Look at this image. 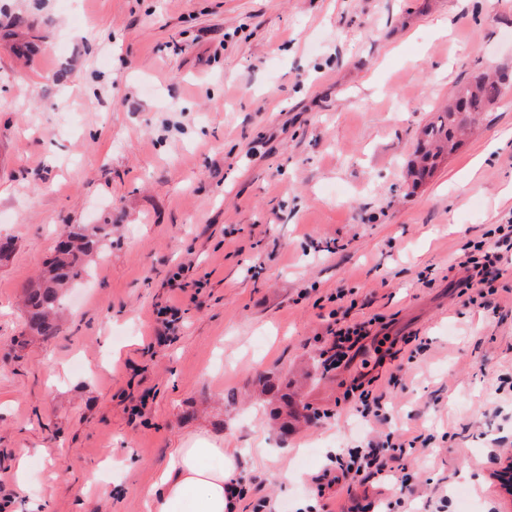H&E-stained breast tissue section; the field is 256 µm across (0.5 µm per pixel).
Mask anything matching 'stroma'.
Here are the masks:
<instances>
[{
  "mask_svg": "<svg viewBox=\"0 0 512 512\" xmlns=\"http://www.w3.org/2000/svg\"><path fill=\"white\" fill-rule=\"evenodd\" d=\"M0 14L19 20L0 29L7 512H146L195 434L247 449L237 512L261 498L460 512L461 485L474 512H512L496 478L512 459V255L490 307L462 294L457 263L512 220V91L422 185L405 176L458 84L512 72V0H0ZM68 224L112 233L59 335L22 342L24 290ZM190 257L199 295L169 283ZM341 288L356 298L342 324L379 317V337L299 387L320 415L281 432L257 381L313 368ZM166 305L184 315L160 347ZM365 368L383 405L366 422L343 398ZM388 432L416 441L391 472L318 490L338 451Z\"/></svg>",
  "mask_w": 512,
  "mask_h": 512,
  "instance_id": "stroma-1",
  "label": "stroma"
}]
</instances>
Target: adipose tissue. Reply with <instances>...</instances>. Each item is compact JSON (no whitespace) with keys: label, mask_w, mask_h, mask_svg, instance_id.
Wrapping results in <instances>:
<instances>
[{"label":"adipose tissue","mask_w":512,"mask_h":512,"mask_svg":"<svg viewBox=\"0 0 512 512\" xmlns=\"http://www.w3.org/2000/svg\"><path fill=\"white\" fill-rule=\"evenodd\" d=\"M243 452L223 441L191 437L175 449L148 495L149 512H235L229 489Z\"/></svg>","instance_id":"ef3b65f1"}]
</instances>
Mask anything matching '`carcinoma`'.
<instances>
[{"label":"carcinoma","mask_w":512,"mask_h":512,"mask_svg":"<svg viewBox=\"0 0 512 512\" xmlns=\"http://www.w3.org/2000/svg\"><path fill=\"white\" fill-rule=\"evenodd\" d=\"M502 87L495 75L480 73L460 86L448 104L434 113L419 130L417 147L408 165V174L417 183L429 176L438 161L454 153L462 136L481 115L499 101ZM106 224L68 225L62 235L67 245L55 251L38 281L25 290L27 327L44 339L59 334L57 311L66 288L81 277L87 262L99 249L106 236Z\"/></svg>","instance_id":"cac0c4a2"}]
</instances>
